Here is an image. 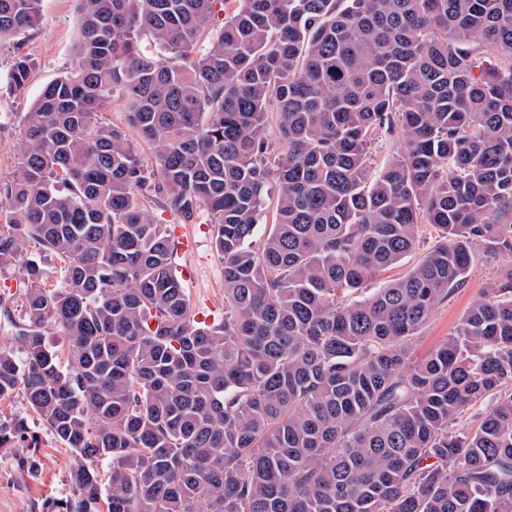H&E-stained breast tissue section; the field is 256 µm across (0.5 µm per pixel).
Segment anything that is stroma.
<instances>
[{"label":"stroma","instance_id":"stroma-1","mask_svg":"<svg viewBox=\"0 0 512 512\" xmlns=\"http://www.w3.org/2000/svg\"><path fill=\"white\" fill-rule=\"evenodd\" d=\"M81 0H41V17L29 35L0 42V184L15 171L22 151V117L31 111L42 89L70 71L80 38ZM21 57L33 62L28 82L8 88L9 73ZM196 241L192 252L176 256V264L189 267L187 291L192 310L224 315V276L205 218L188 225ZM504 261L479 255L465 282L433 311L419 331L413 347L425 354L459 328L471 304L484 297L499 280ZM4 419L21 418L37 442L31 448L0 447V512H43L45 504L67 498L73 489L70 473L78 464L69 449L56 443L43 421L22 396L0 407Z\"/></svg>","mask_w":512,"mask_h":512}]
</instances>
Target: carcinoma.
I'll return each mask as SVG.
<instances>
[{"label": "carcinoma", "mask_w": 512, "mask_h": 512, "mask_svg": "<svg viewBox=\"0 0 512 512\" xmlns=\"http://www.w3.org/2000/svg\"><path fill=\"white\" fill-rule=\"evenodd\" d=\"M81 2L76 65L26 113L0 200V268L23 265L0 293L22 352L0 345V401L22 395L79 460L47 512H512V0H234L200 48L229 0ZM40 4L0 0V40ZM114 94L151 165L96 118ZM389 135L401 150L374 171ZM151 202L207 213L220 323L192 316ZM426 224L432 248L362 295ZM479 248L508 271L413 356ZM25 433L0 420V447ZM279 193L278 185L269 183L268 194L265 197V209L260 224H257L253 241L258 242L269 231L271 224H274L276 201Z\"/></svg>", "instance_id": "cac0c4a2"}]
</instances>
